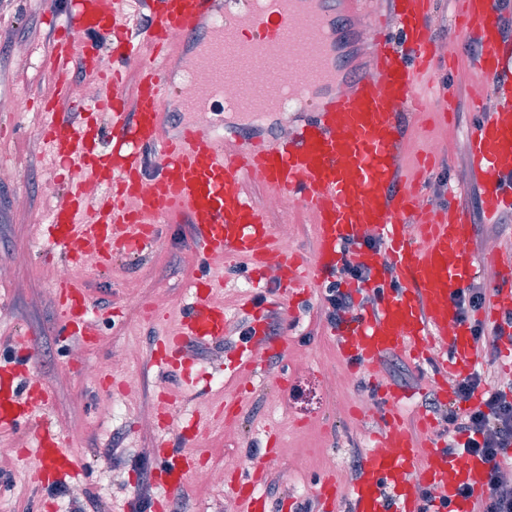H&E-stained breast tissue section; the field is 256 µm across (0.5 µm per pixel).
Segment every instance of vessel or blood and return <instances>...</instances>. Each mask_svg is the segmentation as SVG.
<instances>
[{"label": "vessel or blood", "instance_id": "b4317fda", "mask_svg": "<svg viewBox=\"0 0 512 512\" xmlns=\"http://www.w3.org/2000/svg\"><path fill=\"white\" fill-rule=\"evenodd\" d=\"M374 2L138 0L150 23L136 32L119 22L113 0H39L44 16L64 19L42 59L57 78V98L44 107L48 120L41 134L55 159L71 171L43 235L68 262H83L91 253L103 264L118 249L152 252L158 223L179 212L204 257L276 265L289 284H299L298 257L271 248V226L240 188L244 175L256 171L285 199L315 212L312 265L319 273H331L349 243L353 259L369 268L373 284L383 289L375 307L336 328L349 360L370 366L383 354L406 353L442 375L468 369L475 348L451 296L476 268L469 214L458 206L439 216L428 212L419 183L400 166L403 114H421L439 92L423 81L438 62L430 26L437 0H383L385 21L364 64L344 89H337L336 56L343 40L336 22L374 18ZM450 4L457 34L480 48L477 67L501 106L481 117L469 138L470 179L481 190L485 223L493 224L512 213V37L504 34L495 0ZM191 36L209 62L215 100H223L241 78L257 89L236 112L240 125L234 138L242 144L237 153H225L221 140L191 126L167 139L160 136L172 99H180L184 111L198 108L188 84L173 82L165 55L174 40ZM296 43L305 50L293 59L289 52ZM105 51L120 67L105 78L94 108L65 111L71 63L94 69ZM128 66L137 74L130 97L122 87ZM290 100L296 104L295 130L284 138L262 120ZM154 147L160 154L149 180L146 154ZM88 212L95 214V223L85 222ZM411 225L417 237L407 235ZM371 228L379 233L382 250L362 247ZM217 288L208 280L197 284L180 330L167 340L176 353L187 344L223 337L227 316L214 300ZM57 304L60 336L91 342L90 296L64 284ZM507 313H512V289H496L489 320L498 323ZM33 360V348L25 346L12 364L0 367L1 430L17 429L24 421L31 395L50 399L33 374ZM405 398L398 390L387 397V428L378 437L379 449L361 462L349 512H425L416 494L421 484L450 500L452 512H467L468 503L456 490L465 485L484 494L486 464L440 448H417L396 411ZM37 437L30 470L36 484L47 487L78 476L71 438L47 422ZM199 443L195 435L164 445L160 470L170 491L186 486Z\"/></svg>", "mask_w": 512, "mask_h": 512}]
</instances>
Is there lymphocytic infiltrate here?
<instances>
[{
	"mask_svg": "<svg viewBox=\"0 0 512 512\" xmlns=\"http://www.w3.org/2000/svg\"><path fill=\"white\" fill-rule=\"evenodd\" d=\"M333 275L324 296L330 324H340L347 315L374 304V294L365 290L370 281L366 267L347 257ZM487 296L486 289L466 288L454 294L453 301L460 321L469 323L474 343L481 346L490 363L504 327H512V317L490 328L476 320L474 314L485 305ZM454 394L455 405L437 407L447 423L446 451L479 458L488 466L486 495L473 497L464 486L457 494L472 499L473 512H512V489L501 483L502 474L512 469V380L505 382L491 372L476 370L456 380Z\"/></svg>",
	"mask_w": 512,
	"mask_h": 512,
	"instance_id": "f902f5d3",
	"label": "lymphocytic infiltrate"
}]
</instances>
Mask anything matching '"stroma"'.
<instances>
[{
	"instance_id": "obj_1",
	"label": "stroma",
	"mask_w": 512,
	"mask_h": 512,
	"mask_svg": "<svg viewBox=\"0 0 512 512\" xmlns=\"http://www.w3.org/2000/svg\"><path fill=\"white\" fill-rule=\"evenodd\" d=\"M51 26L33 0H0V125L18 129L11 163L19 177L0 182V266L13 268L11 279L0 280V358L10 357L22 341L35 352L34 373L50 390L45 416L64 434L79 431L72 452L82 469L77 479L65 480V493L33 485L28 469L35 460L36 423L27 421L16 431L0 433V444L18 443L11 467L0 470V512H78L87 496H94L97 512H131L133 493L143 467L157 469L162 441L175 440L180 430L213 414H224L223 425L208 429L199 450L202 468L223 466L225 459L252 457L262 462L267 445L277 448L275 464L266 468L256 484L270 512H294L296 502L315 499L319 481H332L337 489L334 512H346L351 486L344 469L354 453L372 450L373 435L383 426V407L377 388L405 392L399 408L402 424L418 447H445L446 427L430 401L437 395V377L428 364L402 354L384 355L373 367L348 362L340 353L336 328L327 322L323 307L326 279L314 278L303 288L287 281L252 277L238 264L220 258L203 260L192 246L189 227L163 223L159 235L165 244L146 255L113 257L107 267L88 263L76 266L73 284L94 301L91 322L94 342L66 341L58 334L56 302L58 285L45 276L59 266L52 246L38 237L37 222L43 207L39 173L49 166L41 137L43 117L38 109L54 90L55 77L40 67L15 65V43L29 44L42 55L50 42ZM438 43L452 44L453 54L433 75L434 81L450 80L454 89L463 84L487 87L476 68V58L458 45L455 32L438 34ZM26 97L30 112H14L18 97ZM472 104L433 98L419 121L411 123L400 164L405 172H417L432 211L467 193L468 140L473 131ZM443 146L436 161L447 171L450 183L439 189L434 171L427 166L432 143ZM27 195L29 206L12 207L15 196ZM272 227H292V252L311 260L317 248L315 217L303 207L287 213L265 210ZM223 278L219 295L229 318L222 341L191 344L185 349V365L196 385L185 384L176 374L155 362L157 346L174 332L199 280ZM280 300L281 334L287 343L282 356L257 357V370L230 373L237 350L255 354L250 338L242 337L241 325L251 322L249 306ZM349 375L346 387L328 384V370ZM136 378L138 390L124 392L128 378ZM169 407L182 408L180 425H170L158 415L161 395ZM239 402L236 414L225 415L224 402ZM112 403V416L98 412ZM371 414H363L364 406ZM120 438L124 453L118 460L122 479H114L108 464L113 438ZM80 495H73V488ZM186 512H245L230 486L210 488L194 482L175 494Z\"/></svg>"
}]
</instances>
